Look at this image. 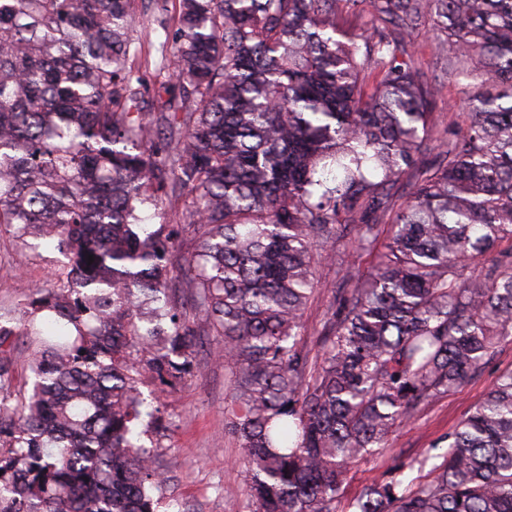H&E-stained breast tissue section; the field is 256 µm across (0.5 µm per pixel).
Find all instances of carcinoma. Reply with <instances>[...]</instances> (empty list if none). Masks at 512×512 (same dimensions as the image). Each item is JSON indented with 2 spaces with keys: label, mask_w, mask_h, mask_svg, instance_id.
I'll list each match as a JSON object with an SVG mask.
<instances>
[{
  "label": "carcinoma",
  "mask_w": 512,
  "mask_h": 512,
  "mask_svg": "<svg viewBox=\"0 0 512 512\" xmlns=\"http://www.w3.org/2000/svg\"><path fill=\"white\" fill-rule=\"evenodd\" d=\"M138 12L0 0V224L65 258L18 327L0 308V512H156L140 386L185 375L197 342L169 295L178 229L138 210L187 192L185 284L230 367L251 512H512V371L426 479L384 477L341 509L350 465L512 336V0H177L149 87ZM423 31L466 95L451 133ZM347 234L349 287L312 357L318 258ZM15 336L32 388L14 402Z\"/></svg>",
  "instance_id": "obj_1"
}]
</instances>
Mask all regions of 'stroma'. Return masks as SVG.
I'll list each match as a JSON object with an SVG mask.
<instances>
[{"label":"stroma","instance_id":"obj_1","mask_svg":"<svg viewBox=\"0 0 512 512\" xmlns=\"http://www.w3.org/2000/svg\"><path fill=\"white\" fill-rule=\"evenodd\" d=\"M59 257L55 245L43 242L21 249L1 227L0 307L16 306L23 294L52 287ZM341 281L336 263L323 261L316 297L303 316L301 344L310 354L320 348L316 332ZM197 340L200 347L190 373L161 392L160 420L141 437L165 481L158 512H248L245 480L234 467L240 450L224 417L229 371L213 358L217 338L206 326H198ZM509 371L512 336L500 340L479 375L422 406L413 420L393 433L386 451L353 463L342 486L343 498L353 499L363 486L395 469L407 480L418 476L426 452L444 451L449 433L483 400L496 378Z\"/></svg>","mask_w":512,"mask_h":512}]
</instances>
